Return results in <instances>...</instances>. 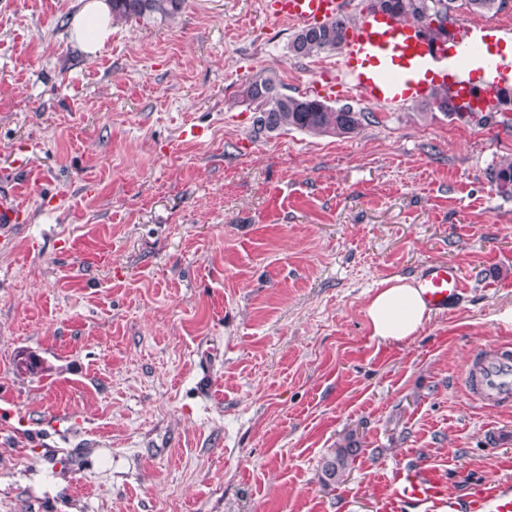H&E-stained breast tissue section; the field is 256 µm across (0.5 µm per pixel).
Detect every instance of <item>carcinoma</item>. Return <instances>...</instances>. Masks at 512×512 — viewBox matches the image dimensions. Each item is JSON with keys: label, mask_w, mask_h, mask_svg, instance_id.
<instances>
[{"label": "carcinoma", "mask_w": 512, "mask_h": 512, "mask_svg": "<svg viewBox=\"0 0 512 512\" xmlns=\"http://www.w3.org/2000/svg\"><path fill=\"white\" fill-rule=\"evenodd\" d=\"M184 0H112V21L129 19L171 18L181 9ZM504 0H465L467 10L475 14L498 11ZM367 7H379L399 21H411L430 34L439 37L448 34L447 24L432 26L427 19L441 14L451 19L455 0H367ZM352 17L345 15L321 25L301 27L289 42V52L295 58L307 57L322 52L341 49ZM283 84L273 69H262L249 76L244 84L242 96L255 104L260 113L261 131H277L288 128L314 133L337 135L353 134L365 120L366 114L349 105L331 106L311 96H293L282 92ZM427 112H442L459 115L464 109L456 105L444 88L435 89L421 103ZM500 117L501 123H512V89H504L487 117ZM490 179L498 193L512 196V162L503 164L492 173ZM360 448L349 438L347 443L330 451L323 458L321 481L327 487H336L348 480Z\"/></svg>", "instance_id": "obj_1"}]
</instances>
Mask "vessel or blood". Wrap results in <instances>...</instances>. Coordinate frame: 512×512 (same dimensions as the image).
I'll return each instance as SVG.
<instances>
[{
    "label": "vessel or blood",
    "mask_w": 512,
    "mask_h": 512,
    "mask_svg": "<svg viewBox=\"0 0 512 512\" xmlns=\"http://www.w3.org/2000/svg\"><path fill=\"white\" fill-rule=\"evenodd\" d=\"M349 0H267L272 16L305 27L347 11ZM484 39L465 34L450 40L425 36L415 25L382 12H366L349 29L340 62L322 90L335 94L355 89L369 102L388 111L444 85L456 104L485 110L494 106L497 91L512 85V60L485 52ZM479 61L480 78H473L471 61ZM419 285L428 307L447 310L463 290L458 266L427 262ZM484 407L512 409V347L495 345L482 355L471 385ZM380 512H415L432 503L448 512H512V481L471 486L459 495L448 492L446 471L439 465L415 459L388 468L374 485Z\"/></svg>",
    "instance_id": "vessel-or-blood-1"
}]
</instances>
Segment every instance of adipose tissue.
<instances>
[{
	"label": "adipose tissue",
	"instance_id": "1",
	"mask_svg": "<svg viewBox=\"0 0 512 512\" xmlns=\"http://www.w3.org/2000/svg\"><path fill=\"white\" fill-rule=\"evenodd\" d=\"M72 28L79 48L86 54H96L112 34L110 0H80ZM430 314L417 282L404 277L385 280L366 307L372 335L382 342H397L417 335Z\"/></svg>",
	"mask_w": 512,
	"mask_h": 512
}]
</instances>
